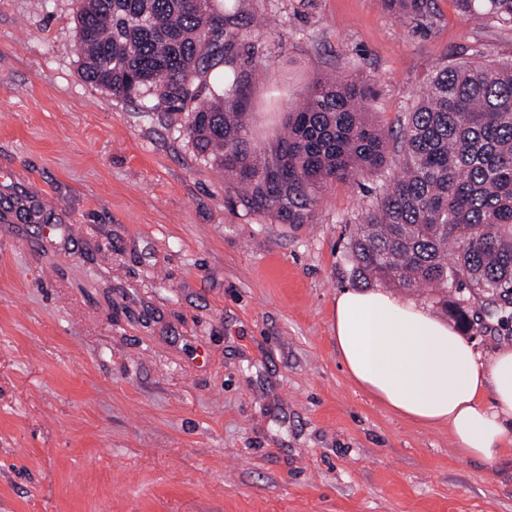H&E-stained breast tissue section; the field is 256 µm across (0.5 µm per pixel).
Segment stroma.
Listing matches in <instances>:
<instances>
[{"label":"stroma","instance_id":"35a3bbf8","mask_svg":"<svg viewBox=\"0 0 512 512\" xmlns=\"http://www.w3.org/2000/svg\"><path fill=\"white\" fill-rule=\"evenodd\" d=\"M230 29L263 149L324 70L370 76L394 129L437 67L512 59L454 0H242ZM184 125L84 81L75 0H0V512H512L511 456L458 457L341 366L382 178L285 224ZM461 298L482 358L512 342V312ZM386 7L396 16L427 18L432 10L433 0H384Z\"/></svg>","mask_w":512,"mask_h":512}]
</instances>
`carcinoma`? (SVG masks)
<instances>
[{"mask_svg":"<svg viewBox=\"0 0 512 512\" xmlns=\"http://www.w3.org/2000/svg\"><path fill=\"white\" fill-rule=\"evenodd\" d=\"M433 0H385L396 16L426 18ZM465 17L512 25V0H455ZM240 0H77L80 73L149 111L186 112V135L240 185L246 202L287 224H307L322 191L391 171L350 237L355 280L435 288L457 328L472 326L451 300L468 291L486 312L512 305V60L437 68L397 133L366 107L361 72L325 74L288 111L268 154L248 137L247 95L226 25ZM224 79L209 85L217 64ZM210 98L197 101V88Z\"/></svg>","mask_w":512,"mask_h":512,"instance_id":"1","label":"carcinoma"}]
</instances>
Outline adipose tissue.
Instances as JSON below:
<instances>
[{
    "label": "adipose tissue",
    "instance_id": "adipose-tissue-1",
    "mask_svg": "<svg viewBox=\"0 0 512 512\" xmlns=\"http://www.w3.org/2000/svg\"><path fill=\"white\" fill-rule=\"evenodd\" d=\"M336 349L349 378L396 413L448 426L458 452L512 450V346L481 360L449 323L385 291L336 299Z\"/></svg>",
    "mask_w": 512,
    "mask_h": 512
}]
</instances>
